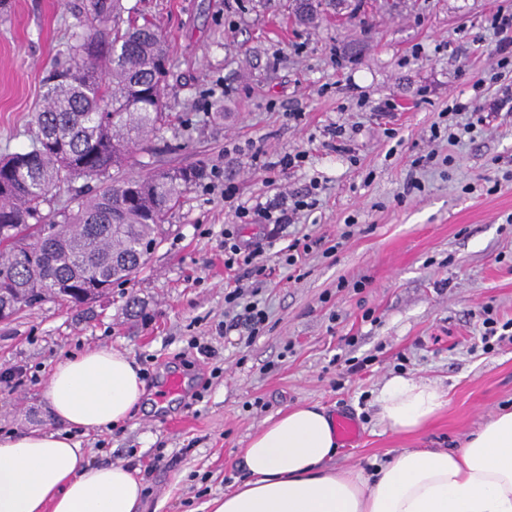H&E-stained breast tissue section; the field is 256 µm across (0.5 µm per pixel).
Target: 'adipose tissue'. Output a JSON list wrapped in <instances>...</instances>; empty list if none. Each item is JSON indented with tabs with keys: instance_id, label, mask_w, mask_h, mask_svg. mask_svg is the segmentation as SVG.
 I'll use <instances>...</instances> for the list:
<instances>
[{
	"instance_id": "ef3b65f1",
	"label": "adipose tissue",
	"mask_w": 512,
	"mask_h": 512,
	"mask_svg": "<svg viewBox=\"0 0 512 512\" xmlns=\"http://www.w3.org/2000/svg\"><path fill=\"white\" fill-rule=\"evenodd\" d=\"M128 354L96 349L58 363L47 382L57 430L0 437V512H141L136 471L88 460L70 432L130 419L145 400ZM381 425L421 431L448 403L437 384L395 375L379 387ZM336 428L316 404L268 418L239 449L244 478L211 512H512V412L455 452L407 448L372 473L336 468Z\"/></svg>"
}]
</instances>
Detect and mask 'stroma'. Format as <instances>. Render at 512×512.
Returning a JSON list of instances; mask_svg holds the SVG:
<instances>
[{
    "mask_svg": "<svg viewBox=\"0 0 512 512\" xmlns=\"http://www.w3.org/2000/svg\"><path fill=\"white\" fill-rule=\"evenodd\" d=\"M80 0H6L0 8V155L27 148L41 82L64 61ZM119 25L148 20L163 33V87L174 129L141 161L203 166L144 267L113 286L107 306L83 312L46 301L0 323V435L49 431L45 396L56 364L112 348L140 368L151 399L118 426L74 431L92 462L139 469L144 512H209L241 477L239 448L270 417L312 403L357 422L361 439L338 446L333 466L370 471L405 448L457 450L490 417L512 410V343L471 352L492 307L512 318V111L476 137L432 139L453 99L496 66L485 20L512 0H349L298 22L288 0H120ZM392 100L394 117L373 108ZM346 146L329 144L330 125ZM306 152L300 168L269 180L252 160ZM433 154L429 166L418 157ZM239 202L315 192L274 247L257 285L267 326L254 340L224 332V227ZM321 249L286 265L276 251L303 236ZM363 289H356V282ZM372 320H365V313ZM209 345L211 354L200 353ZM364 362L347 374V360ZM441 384L448 405L413 435L385 430L374 392L384 379ZM185 378L162 397L166 377Z\"/></svg>",
    "mask_w": 512,
    "mask_h": 512,
    "instance_id": "35a3bbf8",
    "label": "stroma"
}]
</instances>
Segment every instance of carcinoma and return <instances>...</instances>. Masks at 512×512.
Wrapping results in <instances>:
<instances>
[{"label":"carcinoma","mask_w":512,"mask_h":512,"mask_svg":"<svg viewBox=\"0 0 512 512\" xmlns=\"http://www.w3.org/2000/svg\"><path fill=\"white\" fill-rule=\"evenodd\" d=\"M322 0H295V16L308 21ZM119 0H83L67 62L43 79V105L34 112L31 145L0 157V289L22 293L16 310L47 300L77 306L65 289L91 282L112 287L146 263L181 194L202 170L156 167L128 175L132 149L171 125L162 96L169 74L165 42L150 22L108 28ZM98 184L70 198V209L43 213L53 195L77 180ZM46 221L54 232L36 236ZM32 257L19 261L20 241Z\"/></svg>","instance_id":"cac0c4a2"}]
</instances>
